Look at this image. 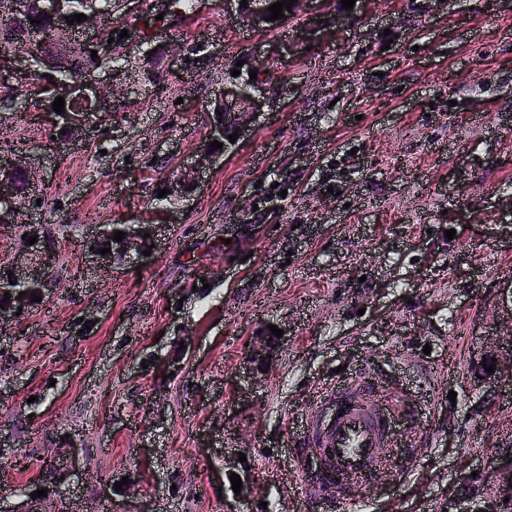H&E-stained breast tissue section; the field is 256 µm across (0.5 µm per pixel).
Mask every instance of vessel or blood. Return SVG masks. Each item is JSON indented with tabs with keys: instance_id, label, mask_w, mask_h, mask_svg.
<instances>
[{
	"instance_id": "b4317fda",
	"label": "vessel or blood",
	"mask_w": 512,
	"mask_h": 512,
	"mask_svg": "<svg viewBox=\"0 0 512 512\" xmlns=\"http://www.w3.org/2000/svg\"><path fill=\"white\" fill-rule=\"evenodd\" d=\"M425 413V406L405 404L401 378L371 365L345 370L319 387L293 423L291 457L309 498L355 512L365 485L389 481L386 450L413 462L426 455L429 436L398 437L403 423Z\"/></svg>"
}]
</instances>
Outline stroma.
Masks as SVG:
<instances>
[{
    "label": "stroma",
    "mask_w": 512,
    "mask_h": 512,
    "mask_svg": "<svg viewBox=\"0 0 512 512\" xmlns=\"http://www.w3.org/2000/svg\"><path fill=\"white\" fill-rule=\"evenodd\" d=\"M115 2L133 39L107 123L63 145L37 95L0 114L41 176L25 213L55 242L53 292L0 325V512L23 487L46 489L42 512H327L288 458L291 420L337 367L410 358L434 450L393 456L363 512H464L460 476L491 489L512 434V384L470 378L489 344L512 350V0H357L332 39L304 13L248 31L197 0L147 41L156 0ZM240 60L261 112L189 200L160 201ZM131 224L160 225L149 256L85 266L87 239ZM270 324L263 371L248 344Z\"/></svg>",
    "instance_id": "stroma-1"
}]
</instances>
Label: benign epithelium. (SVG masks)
<instances>
[{"label":"benign epithelium","mask_w":512,"mask_h":512,"mask_svg":"<svg viewBox=\"0 0 512 512\" xmlns=\"http://www.w3.org/2000/svg\"><path fill=\"white\" fill-rule=\"evenodd\" d=\"M37 5L40 11L51 16L55 29L63 31L70 28L67 17L71 16L68 0H39ZM84 15L87 20L80 23L78 31L81 33V48L86 52L97 51V58L100 65L83 73L73 82L59 83L51 86L52 96H62L65 102L78 106L74 112L59 114L61 119L60 128L66 130V134L59 137V140L68 142L81 139L94 123L100 113L112 110L119 97L123 95L122 90L112 83V78H104L101 72L120 71L122 67L111 63L114 57V46L108 45L109 37H99L88 33L89 27L103 16L100 0H87ZM270 16L267 11V3L264 0H251L247 6L238 9L237 20L245 26H267L269 22L265 18ZM347 17V12L342 11L334 16H320L315 18L314 25L322 32H327L338 27ZM255 85V81L246 78L235 80V82L224 87L218 95L213 98L214 104L223 108L226 115L242 116L245 112H254L261 106V102L254 99L248 89ZM224 150L211 151V148H203L200 151V159L180 167L175 175L167 182V188L171 193L167 197L175 202L191 196L190 187L199 186L201 174L206 165L216 162L223 157ZM12 173L20 175L24 186L20 187L9 178L0 180V224H15L21 214L22 202L20 196L29 195L35 185L36 171L26 158L19 154L11 155L0 162ZM37 242L27 246L28 253L26 265L22 269L12 270V280L15 284L9 285L0 283V297L4 293H10V299L3 303L0 308V323L15 317V312H27L33 307L32 293L37 292L45 296L52 291L53 280L50 276V252L48 243L42 237L39 227L32 226ZM151 232V229L144 226L139 230L128 229L126 236L121 241V249L128 256H141L143 251L151 245L153 237H144V234ZM108 231L102 230L96 236L86 242V252L90 261L103 268L112 266V254H99L104 249L103 239ZM278 348V337L266 333H259L252 345L250 358L261 366H265L274 360ZM484 357L487 361L497 359L495 373L512 377V352L509 353V370L503 369V356L499 355V349L495 346L485 351ZM494 477L496 485L502 489L512 487V460L502 459L498 462Z\"/></svg>","instance_id":"1"}]
</instances>
